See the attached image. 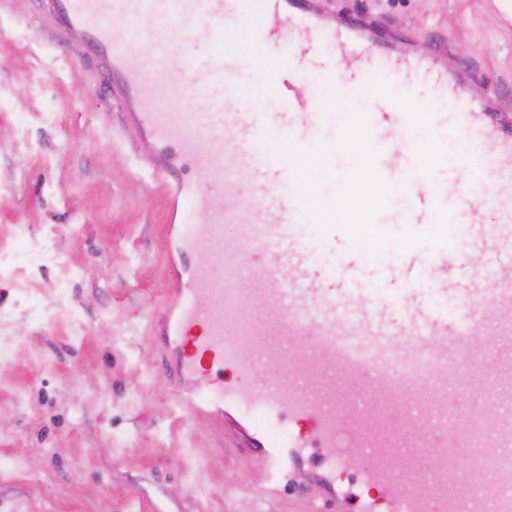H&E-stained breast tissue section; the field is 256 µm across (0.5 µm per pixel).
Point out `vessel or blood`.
<instances>
[{"instance_id": "obj_1", "label": "vessel or blood", "mask_w": 512, "mask_h": 512, "mask_svg": "<svg viewBox=\"0 0 512 512\" xmlns=\"http://www.w3.org/2000/svg\"><path fill=\"white\" fill-rule=\"evenodd\" d=\"M61 29L82 34L83 54L94 61L113 97L134 108L132 124L154 149L156 165L168 176V196L179 223L170 225L171 249L216 254L232 268L254 266L264 287L244 293L225 287L208 266L187 269L184 288L167 301L153 326L160 345L172 352L169 365L181 402L192 411L226 421L239 449L256 462L271 489H279L300 466L308 449L320 448L322 464L313 477L328 512H512V460L486 471L461 469L460 459L508 453L512 457V227L494 231L480 213L494 203L476 191L494 168H512V140L496 139L493 128L512 126V110L477 103L465 86L449 84L428 63L447 52L432 45L429 55L411 53L392 62L369 38L375 19L340 18L321 26L313 0H51ZM212 36L201 60L185 56L197 28ZM324 39L337 56H352L356 68L350 93L368 101L362 121L343 135L323 139L338 85L329 64L315 59L314 43ZM288 42L293 56L275 48ZM183 57L180 91H172L169 63ZM267 62L258 92L282 106L275 125L256 115L224 118V79L241 60ZM322 71L319 96L299 93L304 66ZM405 85L424 81L434 98L450 106L447 125H431L426 139L407 142L413 123L392 95V79ZM203 98L204 111L180 102ZM370 139L367 167L352 181L381 187L400 177L389 157L430 159L433 143L462 138L468 149L447 182L415 174L403 213L415 226L433 222L469 227L470 251L445 247L431 257L403 250L395 269L404 288L407 313L394 322L388 306L360 298L355 236L381 234L372 208H357L335 223L332 203L313 196L316 157L325 176L330 162L347 153L350 138ZM196 175H182L185 159ZM261 188L280 222H264L250 193ZM210 223L198 224L196 212ZM240 227L237 237L224 227ZM313 224L323 246L344 237L336 270L313 263L299 225ZM496 267L492 276L473 270L475 257ZM430 276L452 314L438 312L418 286ZM288 370L287 381L271 374ZM436 383L433 397L413 386ZM351 395L336 398L338 383ZM494 387L502 407L482 415L489 441L479 446L463 428L464 406L450 394L471 397ZM280 427L270 437L268 426ZM413 471H404L400 457Z\"/></svg>"}]
</instances>
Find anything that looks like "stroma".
<instances>
[{
  "label": "stroma",
  "instance_id": "1",
  "mask_svg": "<svg viewBox=\"0 0 512 512\" xmlns=\"http://www.w3.org/2000/svg\"><path fill=\"white\" fill-rule=\"evenodd\" d=\"M317 2L375 17L396 54L449 42L441 66L512 105V0ZM265 69L244 60L225 111H279ZM152 154L81 41L38 0H0V512H315V457L270 492L223 422L178 402L151 332L177 280ZM409 231L356 242L382 301L402 248L441 239Z\"/></svg>",
  "mask_w": 512,
  "mask_h": 512
}]
</instances>
